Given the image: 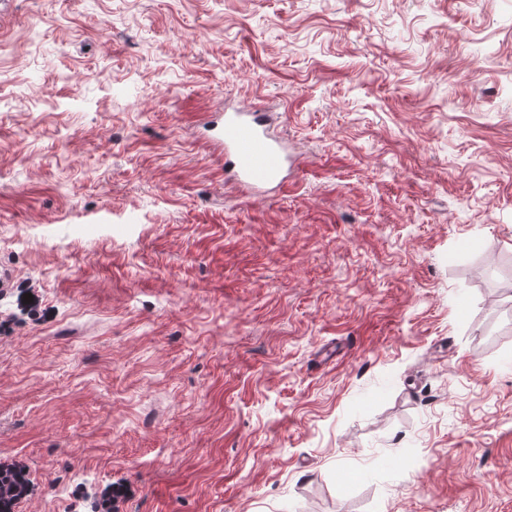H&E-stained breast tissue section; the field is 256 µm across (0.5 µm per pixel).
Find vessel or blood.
I'll use <instances>...</instances> for the list:
<instances>
[{
  "mask_svg": "<svg viewBox=\"0 0 512 512\" xmlns=\"http://www.w3.org/2000/svg\"><path fill=\"white\" fill-rule=\"evenodd\" d=\"M273 125V114L260 109L230 110L210 125L211 139L224 151L226 173L254 192L280 184L288 165Z\"/></svg>",
  "mask_w": 512,
  "mask_h": 512,
  "instance_id": "obj_1",
  "label": "vessel or blood"
}]
</instances>
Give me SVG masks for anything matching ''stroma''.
I'll return each instance as SVG.
<instances>
[{
	"label": "stroma",
	"mask_w": 512,
	"mask_h": 512,
	"mask_svg": "<svg viewBox=\"0 0 512 512\" xmlns=\"http://www.w3.org/2000/svg\"><path fill=\"white\" fill-rule=\"evenodd\" d=\"M237 102L284 187L226 182ZM2 465L12 512H512V0H14Z\"/></svg>",
	"instance_id": "1"
}]
</instances>
